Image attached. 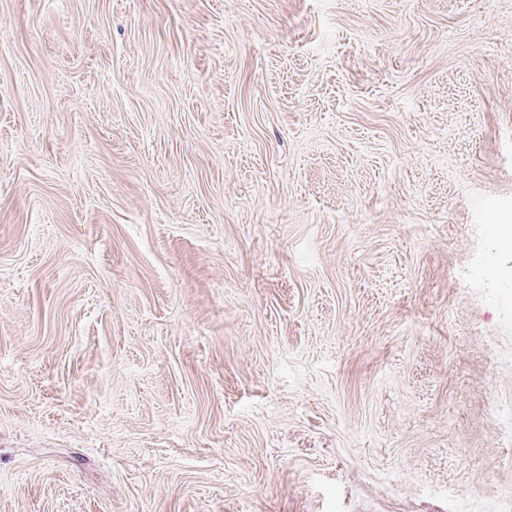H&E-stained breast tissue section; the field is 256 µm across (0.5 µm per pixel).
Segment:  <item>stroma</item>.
Here are the masks:
<instances>
[{"label":"stroma","instance_id":"obj_1","mask_svg":"<svg viewBox=\"0 0 512 512\" xmlns=\"http://www.w3.org/2000/svg\"><path fill=\"white\" fill-rule=\"evenodd\" d=\"M512 0H0V512H512Z\"/></svg>","mask_w":512,"mask_h":512}]
</instances>
